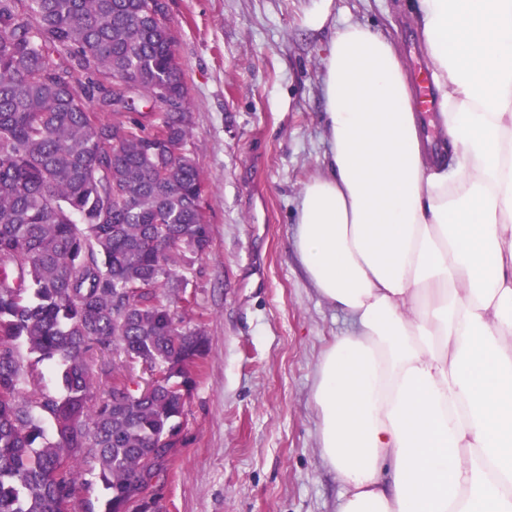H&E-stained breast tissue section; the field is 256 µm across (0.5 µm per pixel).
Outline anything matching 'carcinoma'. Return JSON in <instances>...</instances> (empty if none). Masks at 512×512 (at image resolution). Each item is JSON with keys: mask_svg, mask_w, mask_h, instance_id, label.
<instances>
[{"mask_svg": "<svg viewBox=\"0 0 512 512\" xmlns=\"http://www.w3.org/2000/svg\"><path fill=\"white\" fill-rule=\"evenodd\" d=\"M158 0H0V512H160L206 338L167 300L210 243ZM163 106L136 111L134 98ZM112 112V118L102 111ZM65 394L35 384L21 347ZM165 377L139 397L128 368ZM109 385L100 400L93 390Z\"/></svg>", "mask_w": 512, "mask_h": 512, "instance_id": "obj_1", "label": "carcinoma"}]
</instances>
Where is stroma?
Masks as SVG:
<instances>
[{
	"label": "stroma",
	"instance_id": "stroma-1",
	"mask_svg": "<svg viewBox=\"0 0 512 512\" xmlns=\"http://www.w3.org/2000/svg\"><path fill=\"white\" fill-rule=\"evenodd\" d=\"M188 87L190 148L211 243L177 320L209 351L185 406L161 512H336L312 395L322 351L347 324L315 292L293 245L298 198L322 171L326 32L314 0H166ZM408 0H333L380 28L409 72L429 62Z\"/></svg>",
	"mask_w": 512,
	"mask_h": 512
}]
</instances>
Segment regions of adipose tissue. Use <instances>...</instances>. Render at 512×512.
<instances>
[{"instance_id":"obj_1","label":"adipose tissue","mask_w":512,"mask_h":512,"mask_svg":"<svg viewBox=\"0 0 512 512\" xmlns=\"http://www.w3.org/2000/svg\"><path fill=\"white\" fill-rule=\"evenodd\" d=\"M332 2L294 241L349 323L313 392L336 512H512V0H411L430 127L394 40Z\"/></svg>"}]
</instances>
